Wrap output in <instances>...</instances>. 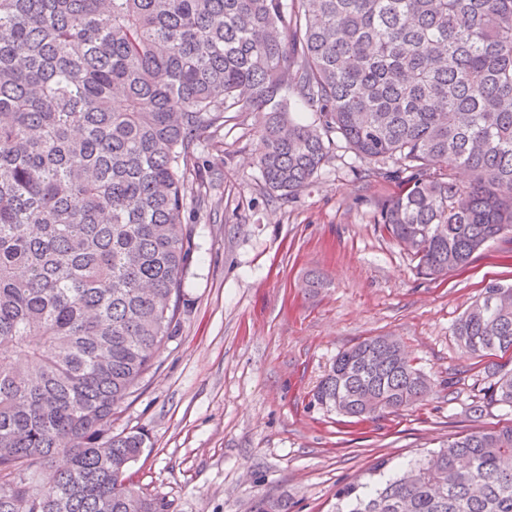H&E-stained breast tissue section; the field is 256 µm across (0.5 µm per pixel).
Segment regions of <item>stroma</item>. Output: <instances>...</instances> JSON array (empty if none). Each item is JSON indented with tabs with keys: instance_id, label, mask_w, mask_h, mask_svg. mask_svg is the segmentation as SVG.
I'll use <instances>...</instances> for the list:
<instances>
[{
	"instance_id": "1",
	"label": "stroma",
	"mask_w": 512,
	"mask_h": 512,
	"mask_svg": "<svg viewBox=\"0 0 512 512\" xmlns=\"http://www.w3.org/2000/svg\"><path fill=\"white\" fill-rule=\"evenodd\" d=\"M263 116L225 121L199 151L203 204L188 208L193 253L174 337L140 389L112 414L141 431L129 474L170 512H334L336 491L376 466L395 469L455 434L512 422V408L473 406L485 359L453 328L492 283L512 284V237L465 269L430 280L374 218L393 183L366 178L341 139L305 190L265 188L257 157ZM400 339L432 378L428 398L350 422L313 400L336 356L370 336Z\"/></svg>"
}]
</instances>
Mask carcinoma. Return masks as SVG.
Wrapping results in <instances>:
<instances>
[{
    "label": "carcinoma",
    "instance_id": "cac0c4a2",
    "mask_svg": "<svg viewBox=\"0 0 512 512\" xmlns=\"http://www.w3.org/2000/svg\"><path fill=\"white\" fill-rule=\"evenodd\" d=\"M260 111L265 186L308 187L336 135L395 183L376 223L422 276L512 234V0H0V512H169L129 482L144 439L112 411L180 323L195 154L224 113ZM454 334L512 353V285ZM491 376L483 402L511 408L512 368ZM430 391L371 336L314 399L364 421ZM372 475L336 512H512V423Z\"/></svg>",
    "mask_w": 512,
    "mask_h": 512
}]
</instances>
